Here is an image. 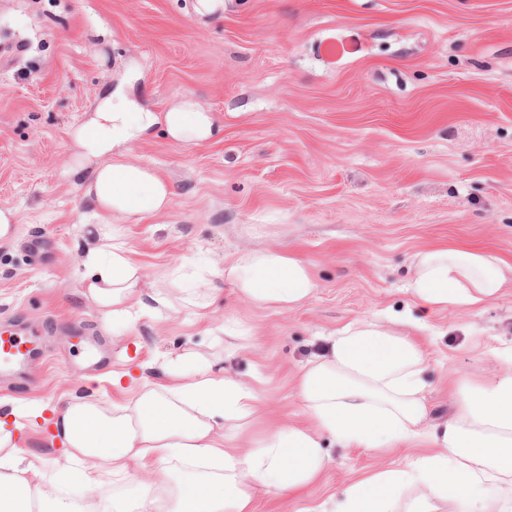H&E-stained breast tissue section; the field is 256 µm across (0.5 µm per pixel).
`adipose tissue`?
Listing matches in <instances>:
<instances>
[{
    "label": "adipose tissue",
    "instance_id": "adipose-tissue-1",
    "mask_svg": "<svg viewBox=\"0 0 512 512\" xmlns=\"http://www.w3.org/2000/svg\"><path fill=\"white\" fill-rule=\"evenodd\" d=\"M170 140L201 144L218 131L215 116L183 98L163 112H131L105 99L74 142L90 169L85 194L99 219L87 250L83 294L106 315H142V276L110 228L167 212L172 184L152 167L132 162L129 147L152 128ZM238 296L261 307L292 309L312 295L310 267L277 248L239 252L226 267ZM512 287V262L495 251L434 246L415 256L409 293L422 312L476 307ZM411 331L376 320L344 326L326 338L324 354L295 374L303 420L269 427L257 446L242 431L264 413L246 385L208 369L173 385L143 382L130 400L106 406L71 399L56 411L48 446L62 461L51 477L22 465L9 415L0 416V512H108L104 488L138 482L137 512H254L259 490L297 498L324 473L330 434L343 448L426 445L406 468L374 472L349 483L333 508L305 512H492L512 507V373L452 386L456 408L428 424L422 373L425 356L417 319ZM88 490L83 506L62 497L63 486ZM492 499H484L486 488Z\"/></svg>",
    "mask_w": 512,
    "mask_h": 512
}]
</instances>
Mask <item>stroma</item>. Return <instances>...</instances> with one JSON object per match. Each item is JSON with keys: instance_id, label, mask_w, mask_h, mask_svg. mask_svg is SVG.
<instances>
[{"instance_id": "35a3bbf8", "label": "stroma", "mask_w": 512, "mask_h": 512, "mask_svg": "<svg viewBox=\"0 0 512 512\" xmlns=\"http://www.w3.org/2000/svg\"><path fill=\"white\" fill-rule=\"evenodd\" d=\"M0 0V327H40L46 355L0 389L16 445L50 474L44 427L72 396L108 405L143 381L177 383L209 366L249 386L270 417L302 419L296 372L324 336L364 319L418 316L405 288L414 255L465 242L512 259V0ZM141 112L184 97L215 115L199 145L154 130L129 150L175 196L163 215L124 226L143 293L177 270L208 267L207 308L107 318L80 293L96 223L72 141L108 92ZM304 259L316 288L302 306L237 297L225 265L252 247ZM423 374L431 421L450 384L512 370V288L475 308L428 315ZM82 328L112 348L85 368ZM237 330L228 338L225 328ZM303 499L261 492L255 512H300L344 485L405 468L415 448L329 445Z\"/></svg>"}]
</instances>
